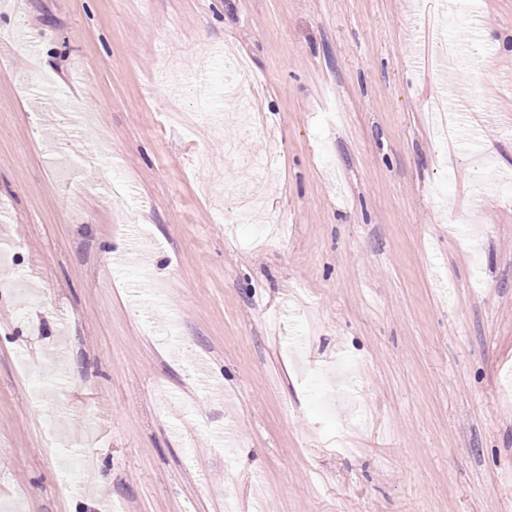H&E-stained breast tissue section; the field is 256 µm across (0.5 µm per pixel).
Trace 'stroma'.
Here are the masks:
<instances>
[{"instance_id": "stroma-1", "label": "stroma", "mask_w": 512, "mask_h": 512, "mask_svg": "<svg viewBox=\"0 0 512 512\" xmlns=\"http://www.w3.org/2000/svg\"><path fill=\"white\" fill-rule=\"evenodd\" d=\"M0 32V512H512V0Z\"/></svg>"}]
</instances>
